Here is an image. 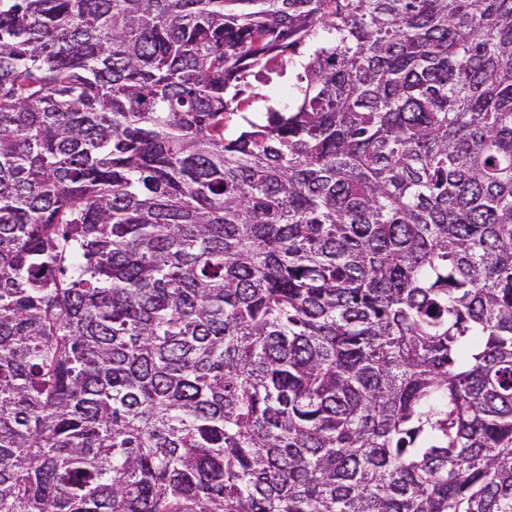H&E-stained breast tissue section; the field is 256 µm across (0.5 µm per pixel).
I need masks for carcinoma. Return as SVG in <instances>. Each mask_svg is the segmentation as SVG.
Listing matches in <instances>:
<instances>
[{
  "mask_svg": "<svg viewBox=\"0 0 512 512\" xmlns=\"http://www.w3.org/2000/svg\"><path fill=\"white\" fill-rule=\"evenodd\" d=\"M0 512H512V0H0Z\"/></svg>",
  "mask_w": 512,
  "mask_h": 512,
  "instance_id": "cac0c4a2",
  "label": "carcinoma"
}]
</instances>
